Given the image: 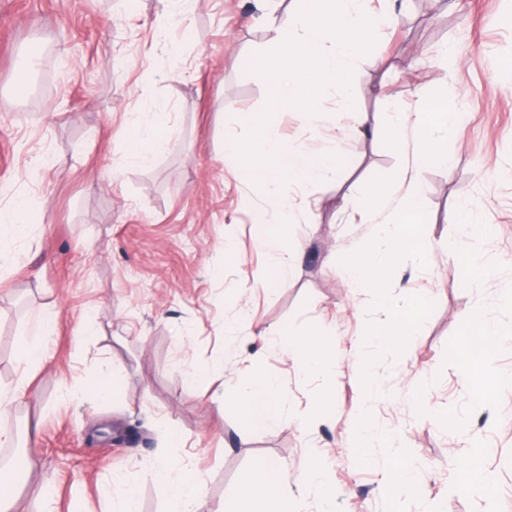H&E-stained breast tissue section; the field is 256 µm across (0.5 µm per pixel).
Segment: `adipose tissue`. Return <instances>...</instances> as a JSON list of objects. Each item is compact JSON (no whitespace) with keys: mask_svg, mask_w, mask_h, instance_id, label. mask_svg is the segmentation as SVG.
I'll return each mask as SVG.
<instances>
[{"mask_svg":"<svg viewBox=\"0 0 512 512\" xmlns=\"http://www.w3.org/2000/svg\"><path fill=\"white\" fill-rule=\"evenodd\" d=\"M458 118V113L449 111L447 101L442 98L431 100L427 110L419 113L416 123L421 132V146L416 156L417 167L445 163V144ZM29 206L28 199L21 195L11 196L6 203L0 204L1 262L7 260L10 244L27 237L29 227L22 217ZM257 236L269 257L265 284L285 281L295 258L282 252L277 225H258ZM262 336L269 345L297 361L300 381H315L322 389H330L336 374V358L322 336H291L276 327L264 329ZM498 336L496 326L480 317H470L458 352L460 373L464 380L474 381V401L479 407L486 404L499 384L512 381V374L501 371L493 357ZM235 401L249 428H264L282 420L281 391L273 378L255 373L240 378ZM302 476L300 497H312L317 512H328L336 500V488L323 462L317 456H308ZM155 483L159 496L167 505V512H200L203 491L195 473L184 471L177 475L169 465L163 464L156 470ZM288 483V472L283 465L274 460L260 461L225 499L224 512H300L298 506L288 500Z\"/></svg>","mask_w":512,"mask_h":512,"instance_id":"adipose-tissue-1","label":"adipose tissue"}]
</instances>
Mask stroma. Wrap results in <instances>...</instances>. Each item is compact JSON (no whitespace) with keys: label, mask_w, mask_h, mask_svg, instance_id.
I'll return each instance as SVG.
<instances>
[{"label":"stroma","mask_w":512,"mask_h":512,"mask_svg":"<svg viewBox=\"0 0 512 512\" xmlns=\"http://www.w3.org/2000/svg\"><path fill=\"white\" fill-rule=\"evenodd\" d=\"M162 9L161 0H0V198L31 204L30 234L0 273V390L17 383L31 313L56 315L26 397L0 409V444L39 462L19 486L27 508L36 512L44 490L55 512H110L120 474L137 487L140 512H164L153 481L162 460L192 469L204 512H222L256 462H281L296 478L313 451L339 491L336 512H385L384 455L369 449L356 467L345 446L359 396L352 344L376 316L367 295L351 293L341 259L371 240L355 210L366 185L410 170L432 252L423 268L399 262L389 293L425 297L433 310L408 355L376 363L373 424L426 464L408 512L433 502L439 512H512V387L479 412L454 365L476 315L499 327L497 363L512 371V27L499 23L512 0H397L395 23L372 47L384 64H356L350 105L325 99L312 115L277 112L266 126L288 149L340 158L334 183L303 192L265 189L224 153L267 104L253 63L292 26L290 0H195L163 30ZM171 45L181 51L176 73ZM438 97L466 118L448 138L447 167L417 170L414 131L398 146L370 122L386 104L410 115ZM157 101L168 105L158 120L167 148L150 165L127 163L129 134L155 121ZM357 125L369 134H351ZM460 207L495 235L450 222ZM261 223L279 225L284 249L299 255L286 282L264 288ZM462 254L485 266L480 289L466 288ZM272 324L334 343V415L316 428L298 420L307 399L295 361L259 335ZM219 353L223 374L189 382ZM106 367L120 383L99 401L90 390ZM245 370L278 380L280 424L245 427L230 394ZM438 413L459 429L431 424ZM470 446L485 451L494 502L455 489L449 461Z\"/></svg>","instance_id":"1"}]
</instances>
